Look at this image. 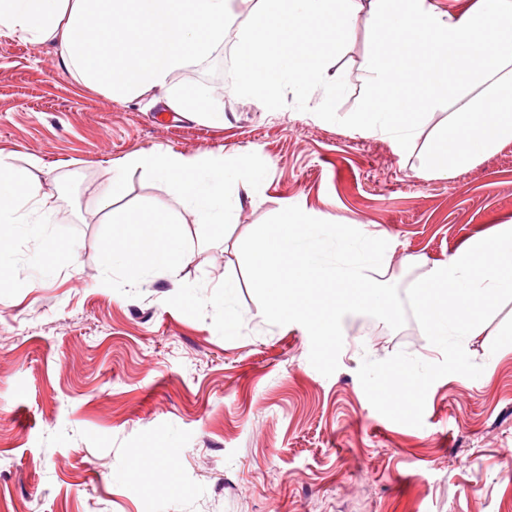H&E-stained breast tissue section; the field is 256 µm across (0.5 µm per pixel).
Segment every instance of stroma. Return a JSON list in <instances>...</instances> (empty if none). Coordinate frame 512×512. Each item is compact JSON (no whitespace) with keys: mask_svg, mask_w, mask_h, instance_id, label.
Wrapping results in <instances>:
<instances>
[{"mask_svg":"<svg viewBox=\"0 0 512 512\" xmlns=\"http://www.w3.org/2000/svg\"><path fill=\"white\" fill-rule=\"evenodd\" d=\"M250 18L243 0L223 46L174 77L187 93L220 92V127L109 97L60 70L52 48L0 38V155L20 168L42 157L57 199L45 235L0 250V512H512V302L467 348L482 375L437 380L412 427L371 406L357 370L399 351L440 361L418 323L346 316L339 368L323 376L302 325L266 323L240 253L296 205L388 233L383 280L407 290L425 264L512 221V142L423 180L445 111L402 153L358 134L350 115L368 94L372 46L361 21L328 66L346 79L332 114L319 89L265 108L226 77ZM166 150L224 153L260 172L258 195L204 237L168 187L126 171L111 209L176 211L193 252L178 276L129 288L103 266L97 197L128 156ZM227 278L238 283L228 309Z\"/></svg>","mask_w":512,"mask_h":512,"instance_id":"stroma-1","label":"stroma"}]
</instances>
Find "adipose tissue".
I'll list each match as a JSON object with an SVG mask.
<instances>
[{
    "mask_svg": "<svg viewBox=\"0 0 512 512\" xmlns=\"http://www.w3.org/2000/svg\"><path fill=\"white\" fill-rule=\"evenodd\" d=\"M234 0H0V37L52 46L60 68L86 85L128 100L149 98L162 111L220 126L224 110L209 87L183 92L174 76L224 41ZM373 33L363 62L369 94L350 122L364 136H382L406 150L425 118L448 116L438 150L421 162L427 180L453 177L512 140V0H467L442 11L431 0H254L239 29L235 79L241 93L263 104L285 89L321 88L326 102L343 92L342 73L328 63L357 18ZM165 184L195 223L223 229L255 195L257 172L223 154L157 152L129 156L124 168ZM0 156V245L19 233H41L37 213L53 194L37 173ZM106 266L131 283L152 270L177 276L192 259L173 212H109Z\"/></svg>",
    "mask_w": 512,
    "mask_h": 512,
    "instance_id": "1",
    "label": "adipose tissue"
}]
</instances>
